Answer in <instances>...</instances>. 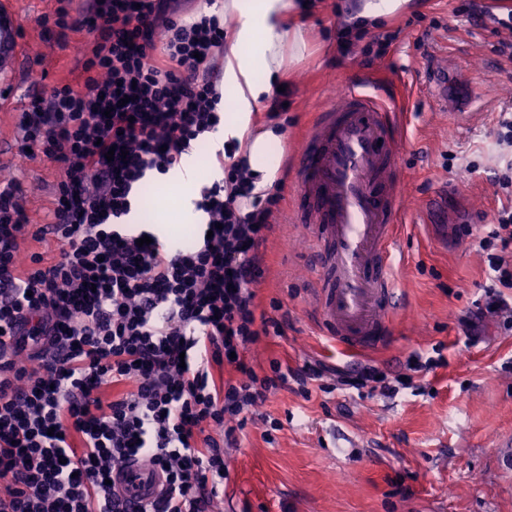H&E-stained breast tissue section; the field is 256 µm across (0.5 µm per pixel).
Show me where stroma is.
<instances>
[{
	"instance_id": "35a3bbf8",
	"label": "stroma",
	"mask_w": 512,
	"mask_h": 512,
	"mask_svg": "<svg viewBox=\"0 0 512 512\" xmlns=\"http://www.w3.org/2000/svg\"><path fill=\"white\" fill-rule=\"evenodd\" d=\"M461 3L413 0L411 10L390 22V44L370 58L340 52L336 43L339 9L355 8L358 0H321L304 21L312 51L286 71L282 193L293 194L292 158L316 112L364 77L387 75L382 94L406 116L400 155L405 259L397 269L404 302L382 348L361 354L334 344L315 317L309 237L279 221L266 244L269 271L257 289L263 306L282 303L288 324L284 336L251 345L246 358L256 366L277 358L293 367L308 357L344 367L370 361L392 377L405 373L409 355L438 346L445 364L415 374L424 388L419 395L407 389L389 400L376 390L360 396L316 388L307 400L291 392L270 397L261 411L283 423L274 442L264 440L261 421H251L226 451V487L235 494L236 512H512V331L492 318L472 341L459 326L485 281L486 255L472 229L501 204L493 185V130L499 112L512 107V62L495 53L492 27L456 15ZM55 7V0L9 5L35 80L18 82L12 105L0 115V178L20 181L33 224L44 219L59 169L22 160L18 116L34 96L74 79L91 48L86 40L64 47L43 33L37 20ZM443 57L458 77L438 88L432 73ZM443 96L469 113V121L443 114ZM452 154L476 160L478 170H448ZM436 198L446 212L444 231L429 211Z\"/></svg>"
}]
</instances>
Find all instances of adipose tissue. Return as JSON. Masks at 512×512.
<instances>
[{
	"label": "adipose tissue",
	"mask_w": 512,
	"mask_h": 512,
	"mask_svg": "<svg viewBox=\"0 0 512 512\" xmlns=\"http://www.w3.org/2000/svg\"><path fill=\"white\" fill-rule=\"evenodd\" d=\"M225 13L236 19L224 47V102L230 107L224 126L210 134L214 148L239 141L256 191L276 180L284 160L283 135L275 124L251 121L252 106L271 97L285 73L287 59L309 51L299 20L308 15L305 0H224ZM195 155L183 154L167 175L172 190L162 207L165 219L157 228L167 244H177L184 227L199 219L192 199L200 180Z\"/></svg>",
	"instance_id": "adipose-tissue-1"
}]
</instances>
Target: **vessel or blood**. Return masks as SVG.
<instances>
[{"mask_svg":"<svg viewBox=\"0 0 512 512\" xmlns=\"http://www.w3.org/2000/svg\"><path fill=\"white\" fill-rule=\"evenodd\" d=\"M0 53L20 69L21 28L0 37ZM399 137L394 104L367 79L317 112L295 155L289 220L315 240L317 318L328 337L353 349L386 344L398 308ZM113 478L114 493L132 501L165 489L161 473L139 462L115 469Z\"/></svg>","mask_w":512,"mask_h":512,"instance_id":"1","label":"vessel or blood"}]
</instances>
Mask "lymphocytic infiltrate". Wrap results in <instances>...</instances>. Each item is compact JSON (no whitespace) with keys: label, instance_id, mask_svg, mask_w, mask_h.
Listing matches in <instances>:
<instances>
[{"label":"lymphocytic infiltrate","instance_id":"1","mask_svg":"<svg viewBox=\"0 0 512 512\" xmlns=\"http://www.w3.org/2000/svg\"><path fill=\"white\" fill-rule=\"evenodd\" d=\"M60 42H92L76 79L20 114L24 147L61 177L35 239L58 255H23L20 186L0 181V512H213L224 497V451L271 395L310 397L313 382L378 383L370 364L246 361L286 318L261 310L254 286L282 196L255 194L241 158L200 191L196 249L138 246L126 224L147 172L167 174L224 118V19L194 0H92L81 18L58 0ZM505 202L482 225L484 295L461 321L475 335L507 311L512 289V111L498 115ZM118 157L107 160L109 150ZM137 457L166 482L156 501L114 496L113 469Z\"/></svg>","mask_w":512,"mask_h":512}]
</instances>
